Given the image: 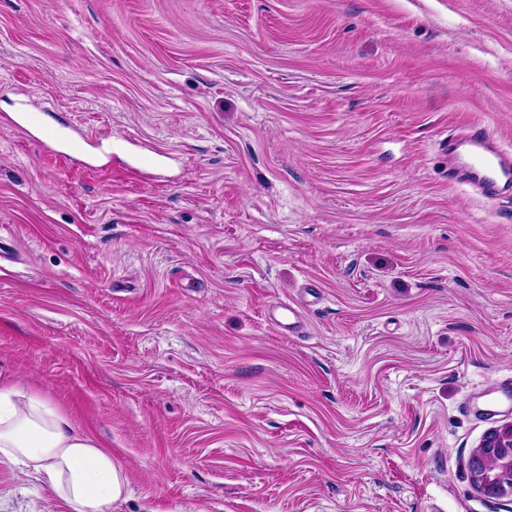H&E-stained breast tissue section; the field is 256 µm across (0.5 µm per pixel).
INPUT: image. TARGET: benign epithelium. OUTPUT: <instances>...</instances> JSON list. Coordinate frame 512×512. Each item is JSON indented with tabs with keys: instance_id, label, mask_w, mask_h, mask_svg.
Here are the masks:
<instances>
[{
	"instance_id": "obj_1",
	"label": "benign epithelium",
	"mask_w": 512,
	"mask_h": 512,
	"mask_svg": "<svg viewBox=\"0 0 512 512\" xmlns=\"http://www.w3.org/2000/svg\"><path fill=\"white\" fill-rule=\"evenodd\" d=\"M473 487L482 494L512 496V424L489 429L468 459Z\"/></svg>"
}]
</instances>
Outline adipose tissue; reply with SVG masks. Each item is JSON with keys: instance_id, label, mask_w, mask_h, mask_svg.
Masks as SVG:
<instances>
[{"instance_id": "1", "label": "adipose tissue", "mask_w": 512, "mask_h": 512, "mask_svg": "<svg viewBox=\"0 0 512 512\" xmlns=\"http://www.w3.org/2000/svg\"><path fill=\"white\" fill-rule=\"evenodd\" d=\"M0 459L25 469L63 512H116L127 498L111 451L37 393L0 386Z\"/></svg>"}]
</instances>
